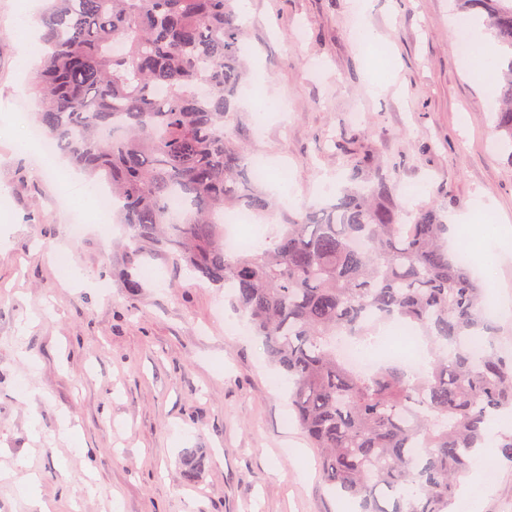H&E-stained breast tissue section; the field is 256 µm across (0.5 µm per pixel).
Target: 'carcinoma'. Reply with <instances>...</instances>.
I'll list each match as a JSON object with an SVG mask.
<instances>
[{"label":"carcinoma","instance_id":"cac0c4a2","mask_svg":"<svg viewBox=\"0 0 512 512\" xmlns=\"http://www.w3.org/2000/svg\"><path fill=\"white\" fill-rule=\"evenodd\" d=\"M237 0H50L46 54L28 93L58 151L111 182L129 228L127 287L145 247L229 288L293 381L290 401L323 482L364 512H454L475 452L512 462V352L495 344L486 288L448 257L437 209L392 198L384 163L363 156L352 185L288 215L264 244L230 253L224 212L277 209L231 124L245 69ZM497 42L496 131L512 146V0H457ZM401 322L428 341L425 374L369 373L336 353Z\"/></svg>","mask_w":512,"mask_h":512}]
</instances>
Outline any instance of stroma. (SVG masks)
<instances>
[{
    "label": "stroma",
    "instance_id": "1",
    "mask_svg": "<svg viewBox=\"0 0 512 512\" xmlns=\"http://www.w3.org/2000/svg\"><path fill=\"white\" fill-rule=\"evenodd\" d=\"M44 8L0 0V32L22 21L40 34ZM238 12L246 81L282 109L261 119L240 107L234 131L286 171L292 196L253 216L262 235L283 213L326 204L350 153L395 163L398 204L469 216L475 246L505 239L490 295L496 343L512 345V161L493 131L498 102L458 47L453 0H371L366 21L384 35L376 58L396 75L380 93L350 39L351 0H243ZM39 62L13 44L0 53V512H34L19 493L32 475L59 512H360L323 483L288 381L245 333L230 290L155 248L139 258V288H126V228L113 214L86 210L84 236L70 237L67 201L108 185L65 159L47 170L37 146L20 147L18 122L36 108L23 86ZM194 448L209 458L191 481ZM475 493L481 512H512V466Z\"/></svg>",
    "mask_w": 512,
    "mask_h": 512
}]
</instances>
